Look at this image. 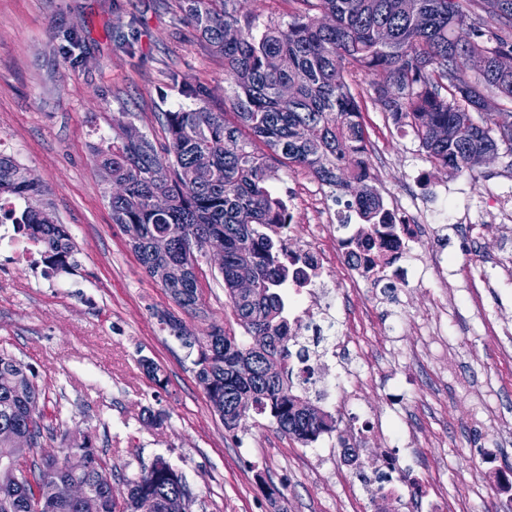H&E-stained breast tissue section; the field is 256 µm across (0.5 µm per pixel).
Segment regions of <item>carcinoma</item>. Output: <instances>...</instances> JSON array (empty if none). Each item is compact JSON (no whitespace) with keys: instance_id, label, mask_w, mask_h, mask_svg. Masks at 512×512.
Instances as JSON below:
<instances>
[{"instance_id":"1","label":"carcinoma","mask_w":512,"mask_h":512,"mask_svg":"<svg viewBox=\"0 0 512 512\" xmlns=\"http://www.w3.org/2000/svg\"><path fill=\"white\" fill-rule=\"evenodd\" d=\"M238 0H178L179 17L224 58V111L207 106L163 113L168 137L157 148L128 122L96 151L125 194L110 197L112 223L126 237L143 270L187 314L197 313L198 257L212 235L224 237V292L237 324L252 337L212 329L194 342L195 376L224 430L241 443L242 416H268L280 433L310 445L335 420L318 402L296 393L288 372L292 348L283 288L290 267L284 246L265 229L290 221L275 195L268 160L311 170L335 201L357 209L388 231L394 222L368 181V151L352 82L361 72L385 77L375 92L396 125L408 126L428 159L463 173L488 148L512 153V0H293L289 19L262 23L241 17ZM490 57L474 74L471 53ZM292 87L291 99L282 96ZM261 143L266 151L257 150ZM354 155L351 180L337 174ZM24 197L19 234L43 246L44 275L78 266L67 227L42 202L44 191L13 159L0 153V193ZM163 195L167 208L154 209ZM255 284L238 288L241 270ZM45 393L30 365L0 351V461L8 434L35 440L57 437L45 423ZM91 468L77 476L90 488L78 504L53 494L56 478L72 474L39 456L15 470L0 466V512H174L193 498L183 475L163 456L126 479L131 495L115 503L112 470L87 436Z\"/></svg>"}]
</instances>
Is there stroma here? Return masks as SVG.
<instances>
[{"label":"stroma","mask_w":512,"mask_h":512,"mask_svg":"<svg viewBox=\"0 0 512 512\" xmlns=\"http://www.w3.org/2000/svg\"><path fill=\"white\" fill-rule=\"evenodd\" d=\"M71 31L81 43L67 59L58 45ZM382 80L363 73L354 87L373 185L382 197L417 198L432 211L442 204L440 191L461 187L456 219L436 225L430 243L461 262L442 279L391 288L366 281L355 289L345 266L334 263L336 286L348 296L333 331H352L358 351L384 350L380 371L331 438L304 446L268 417L246 419L233 438L198 385L192 356L160 322L171 312L197 333L237 331L220 274L199 259V309L180 313L113 224L112 185L95 161L97 146L122 123L160 147L163 113L200 104L223 111V59L179 20L176 0H0V142L44 187L79 250L76 269L50 278L42 265L0 252V351L33 367L48 422L76 441L94 436L116 491L161 455L185 476L190 512H368L372 487L352 468L394 455L424 490L418 497L400 487V512H430L433 498L461 496L472 512H505L495 471H512V440L492 437L474 404L498 375L499 343L485 336L482 319L512 327V285L483 291L480 309L449 308L441 319L453 339L447 363L430 358L422 332L424 318L446 305L447 288L493 274L498 258L512 253V232L499 229L482 199L492 184L512 183V154L460 175L434 165L414 132L395 125L378 101ZM185 84L198 98L183 95ZM270 186L293 205L320 183L306 168L279 164ZM472 258L482 268L469 266ZM144 357L160 366L164 390L146 376ZM147 407L168 412L164 428L144 421ZM380 418L409 421L419 453L381 435L373 425ZM474 472L483 475L476 485ZM270 486L276 498L267 496Z\"/></svg>","instance_id":"35a3bbf8"}]
</instances>
